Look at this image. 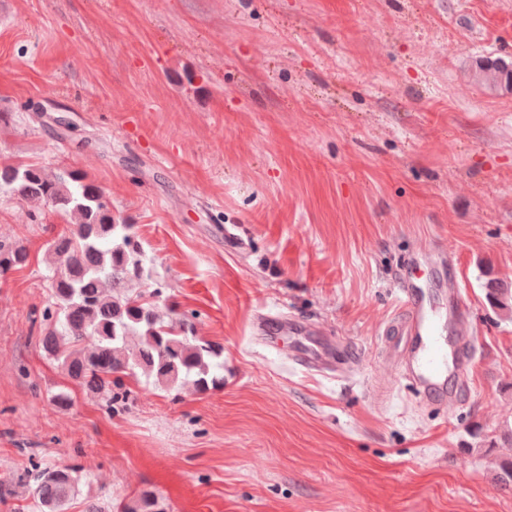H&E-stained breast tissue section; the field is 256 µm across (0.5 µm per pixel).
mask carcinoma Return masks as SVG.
Instances as JSON below:
<instances>
[{
    "label": "carcinoma",
    "mask_w": 512,
    "mask_h": 512,
    "mask_svg": "<svg viewBox=\"0 0 512 512\" xmlns=\"http://www.w3.org/2000/svg\"><path fill=\"white\" fill-rule=\"evenodd\" d=\"M6 188L31 211L53 207L69 215L66 231L50 251L51 301L41 313L48 323L39 345L73 380L99 391L115 411L130 399L123 378L142 372L154 385L172 390L187 379L202 391L219 389L224 378L222 349L193 335L187 316L164 320L154 288L122 293L134 281L147 283L141 245L132 224H115L104 192L72 172L35 165L0 164V189ZM28 251L0 241V274L26 265ZM487 299L512 311V290L488 283ZM93 340V346L84 345ZM134 345H129V342ZM35 483L41 512H63L75 491L76 467H46L26 474ZM115 512H164L158 499L142 494Z\"/></svg>",
    "instance_id": "1"
}]
</instances>
